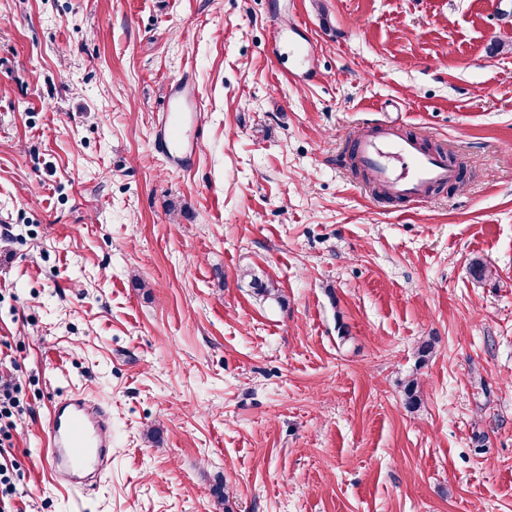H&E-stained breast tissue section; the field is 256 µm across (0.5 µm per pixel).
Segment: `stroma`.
<instances>
[{
    "label": "stroma",
    "instance_id": "stroma-1",
    "mask_svg": "<svg viewBox=\"0 0 512 512\" xmlns=\"http://www.w3.org/2000/svg\"><path fill=\"white\" fill-rule=\"evenodd\" d=\"M188 68L201 152L173 169L154 121ZM374 119L463 182L375 195L347 157ZM4 349L0 512H220L218 485L232 512H512V0H0ZM76 388L112 419L85 494L45 452ZM301 30L302 25L293 16L288 18V21L284 22L274 33L275 45L278 49L286 48L288 58H291L295 69L302 70L300 72L290 71L289 75L298 82L311 81L315 77L314 51L310 45L299 42L298 37ZM249 277L248 286L252 288L253 293L262 298L263 300H272L275 302L281 301V294L277 288L273 285V282L267 277L264 278L255 272L243 273V279ZM0 372V420L2 418H11L12 409L17 403V395L20 392V385L11 369Z\"/></svg>",
    "mask_w": 512,
    "mask_h": 512
}]
</instances>
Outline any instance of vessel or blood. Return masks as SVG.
I'll use <instances>...</instances> for the list:
<instances>
[{
    "label": "vessel or blood",
    "mask_w": 512,
    "mask_h": 512,
    "mask_svg": "<svg viewBox=\"0 0 512 512\" xmlns=\"http://www.w3.org/2000/svg\"><path fill=\"white\" fill-rule=\"evenodd\" d=\"M302 26L288 19L274 33L278 48L287 50L296 73L295 81L315 77L314 51L299 42ZM166 106L153 135L155 155L170 167L181 168L200 149L197 135L204 110L192 73L170 82ZM355 161L372 185L389 195L415 202L429 188L455 181L457 173L446 155L426 153L415 135L396 133L393 125L380 123L360 133L355 142ZM47 455L56 482L78 490L98 477L112 459V431L108 416L80 391H72L57 402L50 414Z\"/></svg>",
    "instance_id": "obj_1"
}]
</instances>
